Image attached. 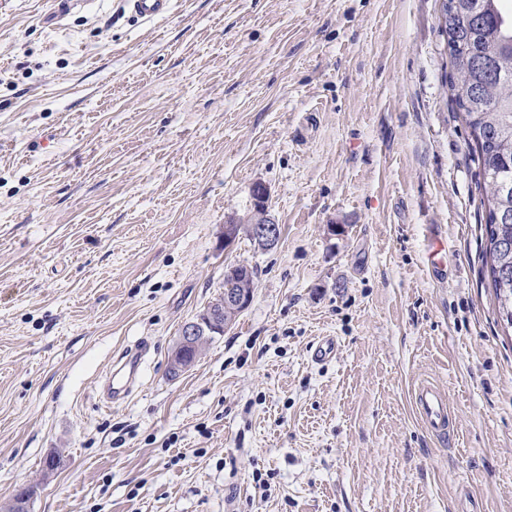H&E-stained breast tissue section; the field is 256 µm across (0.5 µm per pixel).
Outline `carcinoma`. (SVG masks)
<instances>
[{
  "label": "carcinoma",
  "instance_id": "obj_1",
  "mask_svg": "<svg viewBox=\"0 0 512 512\" xmlns=\"http://www.w3.org/2000/svg\"><path fill=\"white\" fill-rule=\"evenodd\" d=\"M457 2L453 19L440 25L454 70L449 89L482 166L483 261L500 318L512 329V250L494 247L497 236L512 241V16L502 0Z\"/></svg>",
  "mask_w": 512,
  "mask_h": 512
}]
</instances>
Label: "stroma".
<instances>
[{"instance_id": "35a3bbf8", "label": "stroma", "mask_w": 512, "mask_h": 512, "mask_svg": "<svg viewBox=\"0 0 512 512\" xmlns=\"http://www.w3.org/2000/svg\"><path fill=\"white\" fill-rule=\"evenodd\" d=\"M47 8L0 0V508L512 512V330L439 0ZM257 182L280 241L225 247ZM237 263L251 306L170 375ZM126 7L137 18L152 21L166 16L171 0H124ZM146 351L145 346L127 349L118 355L113 362L112 389L107 379L108 397L112 399L124 398L136 381L137 374L142 364V356ZM419 418L436 436H446L452 419L445 392L428 380L420 381L414 391Z\"/></svg>"}]
</instances>
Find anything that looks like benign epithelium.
<instances>
[{
  "instance_id": "benign-epithelium-1",
  "label": "benign epithelium",
  "mask_w": 512,
  "mask_h": 512,
  "mask_svg": "<svg viewBox=\"0 0 512 512\" xmlns=\"http://www.w3.org/2000/svg\"><path fill=\"white\" fill-rule=\"evenodd\" d=\"M253 211L245 219H230L224 224V248H230L239 234L244 233L255 243L265 248L277 245L280 239V226L268 214L269 190L262 182L252 186ZM248 279L242 265L230 266L224 271L227 288L222 295L195 319L184 324L169 362L173 374L187 369V364L180 360L184 350H192L194 356L201 355L206 344L215 333H224L236 318L247 310L254 299V285L242 286Z\"/></svg>"
}]
</instances>
